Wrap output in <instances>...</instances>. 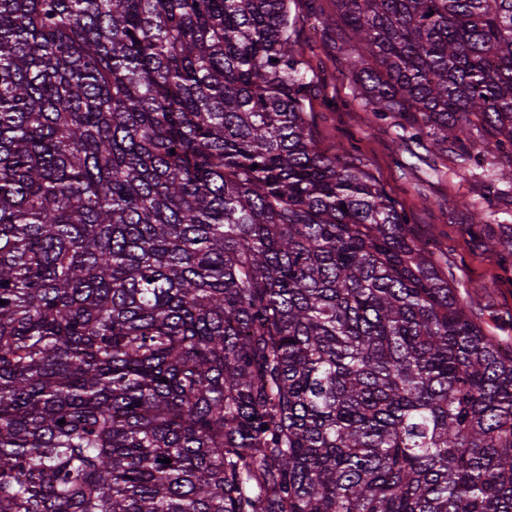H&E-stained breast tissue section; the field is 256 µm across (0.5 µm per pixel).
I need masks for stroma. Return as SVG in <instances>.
Returning <instances> with one entry per match:
<instances>
[{
	"instance_id": "stroma-1",
	"label": "stroma",
	"mask_w": 512,
	"mask_h": 512,
	"mask_svg": "<svg viewBox=\"0 0 512 512\" xmlns=\"http://www.w3.org/2000/svg\"><path fill=\"white\" fill-rule=\"evenodd\" d=\"M292 10L300 18L295 47L316 72L310 110L322 146L364 164L405 211L409 231L429 240L471 313L512 344V260L487 251L470 225L469 206H484L487 178L459 171L447 159L429 168L398 148L395 119L373 117L354 98L334 32L312 28L314 16L333 14L332 0H295Z\"/></svg>"
}]
</instances>
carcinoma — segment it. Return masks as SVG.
Masks as SVG:
<instances>
[{"mask_svg":"<svg viewBox=\"0 0 512 512\" xmlns=\"http://www.w3.org/2000/svg\"><path fill=\"white\" fill-rule=\"evenodd\" d=\"M291 2L0 0V512H512V349L319 148ZM334 3L399 147L512 181V0Z\"/></svg>","mask_w":512,"mask_h":512,"instance_id":"carcinoma-1","label":"carcinoma"}]
</instances>
